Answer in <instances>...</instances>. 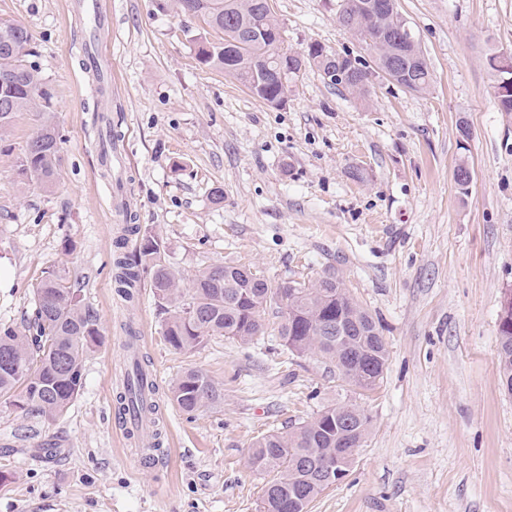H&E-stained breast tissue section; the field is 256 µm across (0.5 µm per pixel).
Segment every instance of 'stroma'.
Here are the masks:
<instances>
[{
  "instance_id": "stroma-1",
  "label": "stroma",
  "mask_w": 512,
  "mask_h": 512,
  "mask_svg": "<svg viewBox=\"0 0 512 512\" xmlns=\"http://www.w3.org/2000/svg\"><path fill=\"white\" fill-rule=\"evenodd\" d=\"M101 2L105 98L83 66L77 0H0V23L31 34L27 63L63 136L46 190L18 176L35 114L0 133V325L20 326L46 272L63 269L101 333L62 416L0 404V512H260L272 476L247 467L252 444L344 402L371 415L370 432L309 512H512V394L497 366L512 295V114L499 111L488 66L512 51V0H399L431 93L378 79L364 104L309 68L278 108L198 62L197 39L214 33L175 0ZM270 4L285 49L358 50L336 0ZM129 222L187 281L224 263L274 286L336 276L386 344L379 384L361 391L325 359L290 351L271 316L250 342L174 350L149 275L133 301L115 288ZM132 330L159 387L157 464L139 460L141 441L116 416ZM189 368L223 388L222 405L187 414L170 402Z\"/></svg>"
}]
</instances>
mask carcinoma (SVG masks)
<instances>
[{
  "label": "carcinoma",
  "instance_id": "1",
  "mask_svg": "<svg viewBox=\"0 0 512 512\" xmlns=\"http://www.w3.org/2000/svg\"><path fill=\"white\" fill-rule=\"evenodd\" d=\"M268 0H177L185 15L202 17L218 41L197 42L201 64L220 69L268 102L285 93L274 70L282 59L281 26ZM361 0H337V21L355 35L363 32L375 40L374 65L358 76L363 82L358 97L364 99L376 78L393 77L407 91L427 93L433 73L421 45L416 57L395 55L391 30L405 17L400 8L371 18L358 9ZM31 35L17 23L0 24V132L7 130L16 113L35 112L36 131L21 158L20 174L49 190L56 184L61 137L52 116L53 95L38 72L27 66ZM331 52L312 43L303 60H293L290 74L314 67L330 86L333 81ZM495 78L512 77V57L494 53L488 58ZM141 235L139 252L115 259V281L119 291L150 273L154 296L166 307L169 318L164 336L175 350L187 351L213 336L242 343L265 329V314L271 309L278 322V335L297 354L314 352L336 367L342 380L363 390L375 388L385 367L388 351L371 314L359 306L343 284L333 276L312 282H285L273 289L254 273L241 279L240 265H209L194 275L190 284L178 270L161 258L160 247L148 231ZM509 325L498 329V368L503 384L512 394V297L502 307ZM100 336L97 318L72 288L69 277L49 271L34 293L33 306L24 318V329L0 327V403L44 417L62 415L84 386V359ZM153 384L139 364L127 376V395L119 396L118 410L134 417L151 412L147 400ZM168 398L184 412L218 406L224 390L199 369L184 371L169 388ZM371 417L358 404L344 403L323 409L311 420L286 435L272 433L257 439L248 456V466L273 472L265 489L261 512H308L309 505L323 492L318 475L325 463L341 460L362 447Z\"/></svg>",
  "mask_w": 512,
  "mask_h": 512
}]
</instances>
